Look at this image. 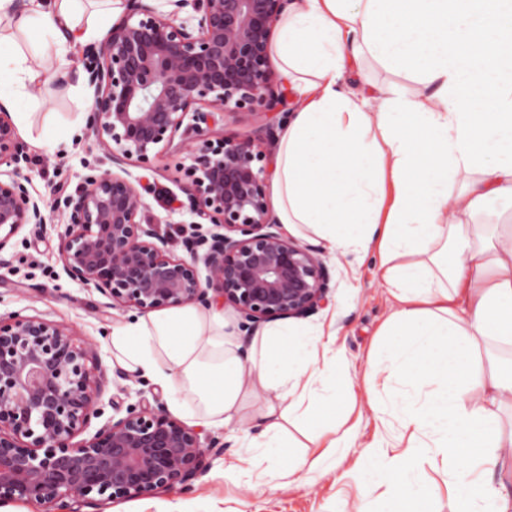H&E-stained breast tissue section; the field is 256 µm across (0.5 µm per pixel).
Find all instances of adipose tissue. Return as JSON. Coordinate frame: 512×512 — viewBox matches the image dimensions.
I'll return each mask as SVG.
<instances>
[{
    "label": "adipose tissue",
    "mask_w": 512,
    "mask_h": 512,
    "mask_svg": "<svg viewBox=\"0 0 512 512\" xmlns=\"http://www.w3.org/2000/svg\"><path fill=\"white\" fill-rule=\"evenodd\" d=\"M121 9L122 0L92 11L84 0H27L22 10L0 0V102L20 130L31 129L47 59L99 38ZM34 28L49 38L29 54L18 38ZM270 53L292 98L276 144L274 221L334 250L378 255L396 302L369 376L399 374L406 389L387 407L409 440L396 455L376 447L382 463L366 468L361 498L391 480L380 512H401V491L419 500L415 475L438 460L448 512H512L500 454L512 430L498 416L512 405V368L497 359L512 346V0H289ZM367 56L410 72L415 90L373 80ZM496 202L498 223H479ZM228 325L223 310L188 305L117 325L110 345L123 370L167 388L172 412L204 427L238 421L246 392L275 391L287 404L257 415L253 440L273 454L286 445L285 421L345 398L328 369L336 336L324 327L257 331L246 365ZM425 384L432 392L415 395ZM354 441L350 426L296 456L288 486L297 472L343 461Z\"/></svg>",
    "instance_id": "adipose-tissue-1"
}]
</instances>
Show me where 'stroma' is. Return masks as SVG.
<instances>
[{
    "label": "stroma",
    "instance_id": "stroma-1",
    "mask_svg": "<svg viewBox=\"0 0 512 512\" xmlns=\"http://www.w3.org/2000/svg\"><path fill=\"white\" fill-rule=\"evenodd\" d=\"M95 92L82 85L80 91H68L53 75H45L39 101L31 117L33 132L53 125L57 145L51 150L27 148L28 159L20 171L1 166L0 178L20 175L32 196L41 198L45 223L41 229L25 225L0 250V314L40 315L69 328L84 345L97 353L105 372L107 386L103 401L121 406L137 403L142 393H161L160 385L134 382L116 377L109 344L113 326L134 316L126 307L107 308V299L95 289L71 280L63 271L60 235L65 214L58 202L84 186L91 169L105 170L111 163L99 146L90 126L70 135V125L92 112ZM130 179L147 178L156 194L147 196L151 214L168 237L174 253H182L180 230L193 221L183 210L170 211L158 198V191L180 192L185 182L176 159L155 161L151 170L130 165ZM322 259L331 275V298L315 315L305 318L304 326L334 323L337 345L341 350L337 377L342 385L353 388L362 419L352 458L369 466L366 449L377 443L379 413L369 403L364 373L375 334L389 315L392 300L378 271L375 255L362 256L324 252ZM265 402L264 397L249 398L242 410L244 423L237 430L222 428L225 447L222 453L206 458V470L190 489L114 504V512H355L359 491V469L328 463L323 473L310 477L301 487H280L278 474L291 464L292 457L281 454L265 460L259 473L225 479V463L251 457V441L256 434L252 417Z\"/></svg>",
    "mask_w": 512,
    "mask_h": 512
}]
</instances>
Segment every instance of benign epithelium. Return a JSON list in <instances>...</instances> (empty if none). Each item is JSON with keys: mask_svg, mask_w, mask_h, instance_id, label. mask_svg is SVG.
I'll return each mask as SVG.
<instances>
[{"mask_svg": "<svg viewBox=\"0 0 512 512\" xmlns=\"http://www.w3.org/2000/svg\"><path fill=\"white\" fill-rule=\"evenodd\" d=\"M194 22L125 0V11L83 68L97 97L90 125L112 163L145 170L161 154L190 153L188 210L174 254L147 215L150 183L112 171L62 199L64 273L110 303L141 314L216 303L233 307L249 337L264 322L304 318L329 303L321 250L287 237L271 217L268 156L249 136L212 135L227 112L288 114L269 43L288 0H178ZM26 159L0 116V165ZM208 221L203 226L202 221ZM44 223L39 201L16 177L0 179V249L25 225ZM206 277H201L200 269ZM96 354L41 316L0 315V508L82 512L187 489L224 438L171 415L160 396L104 416Z\"/></svg>", "mask_w": 512, "mask_h": 512, "instance_id": "7a95c632", "label": "benign epithelium"}]
</instances>
